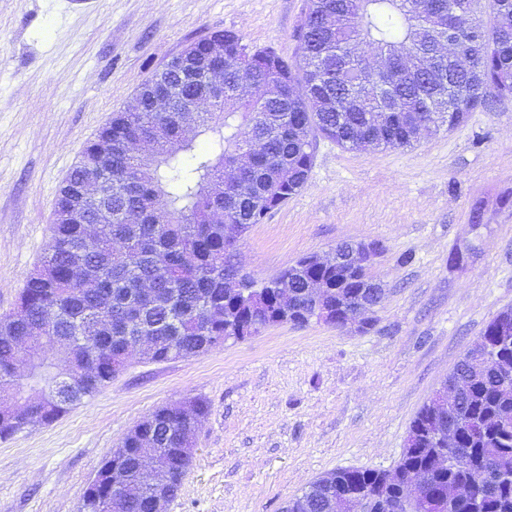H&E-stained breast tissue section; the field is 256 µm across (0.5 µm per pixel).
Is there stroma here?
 <instances>
[{
	"instance_id": "obj_1",
	"label": "stroma",
	"mask_w": 512,
	"mask_h": 512,
	"mask_svg": "<svg viewBox=\"0 0 512 512\" xmlns=\"http://www.w3.org/2000/svg\"><path fill=\"white\" fill-rule=\"evenodd\" d=\"M309 0H0V316L42 260L86 144L192 42L233 31L291 59ZM345 241L376 243L385 296L362 332L319 322L126 369L52 424L0 439V512H80L130 428L210 411L169 512H283L337 469L390 470L418 411L512 307V98L406 148L320 138L306 184L245 234L254 280Z\"/></svg>"
}]
</instances>
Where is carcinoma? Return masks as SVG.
<instances>
[{
    "instance_id": "1",
    "label": "carcinoma",
    "mask_w": 512,
    "mask_h": 512,
    "mask_svg": "<svg viewBox=\"0 0 512 512\" xmlns=\"http://www.w3.org/2000/svg\"><path fill=\"white\" fill-rule=\"evenodd\" d=\"M431 2L313 0L297 57L276 56V66L293 87L271 106L237 94L234 57L243 38L226 31L224 100L214 103L212 111L153 112L145 99L139 112L114 113L100 139H112V178L120 182L119 189L102 207L87 210L83 220L52 225L45 256L27 279L17 311L0 317V392L27 385L13 367L22 339L45 350V361L55 358L71 367L59 388L66 399H56L53 391L40 405L38 423L50 424L123 371L121 356L138 336L166 338V345L148 359L162 363L198 355L229 339L245 340L284 320L276 303L278 278L258 284L269 303L252 314L240 289L224 287L239 273L236 250L224 246V225L248 229L300 191L314 157V146L297 136L302 122H310L312 135L344 150L357 125L384 147L404 148L413 144V116L433 119L440 127L457 113L485 106L488 85L498 97H512V0H495L490 12L481 0H465V7L451 16ZM327 13L335 14L336 25L325 37L318 21ZM438 27L462 51L477 55L468 67L447 55L446 90L429 77L433 60L443 56L427 41L428 32ZM362 43L391 53L385 89L379 97L365 95L356 111L346 112L348 98L376 84L358 53ZM191 125L217 140L218 148L183 138L181 132ZM257 138L265 139L268 150L229 187L236 212L219 222L214 219L219 198L209 185L224 184V165ZM98 155L99 144L85 146L59 200ZM77 253L85 267L83 285L71 272ZM297 264L295 291L321 276L332 283L327 299L332 306L338 297L355 302L370 296L349 269H322L309 256ZM146 283L151 284L148 293L143 291ZM480 339L493 367L475 368L467 350L448 376L457 384L458 447H448L433 433L425 406L410 426L414 446L404 449L393 470L327 473L294 497L288 512H340L345 502L361 495L368 498L364 512H384L380 504L389 499L402 501L400 512H512V468L493 469L497 460L512 464V336L496 335L491 323ZM92 350L100 355L89 384L82 370ZM194 402L188 418L170 405L156 409L126 435L127 457L102 463L116 485L112 512H150L156 486L176 496L181 481L173 472L185 466L176 452L181 436L209 411L205 400ZM417 469L426 473V481L421 494L411 496L405 492V475Z\"/></svg>"
}]
</instances>
